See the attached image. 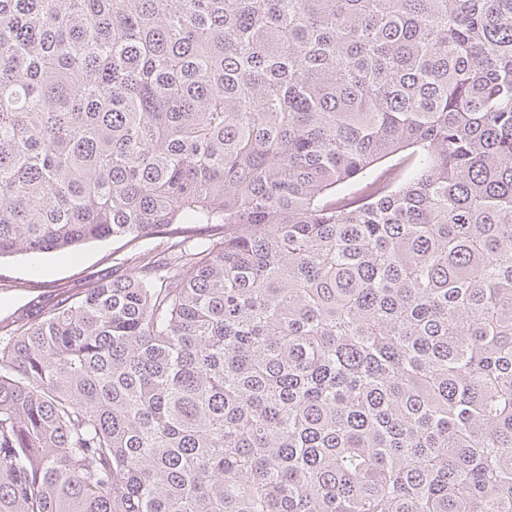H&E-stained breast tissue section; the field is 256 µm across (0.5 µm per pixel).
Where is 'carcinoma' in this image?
<instances>
[{
  "label": "carcinoma",
  "mask_w": 512,
  "mask_h": 512,
  "mask_svg": "<svg viewBox=\"0 0 512 512\" xmlns=\"http://www.w3.org/2000/svg\"><path fill=\"white\" fill-rule=\"evenodd\" d=\"M109 238L0 512H512V0H0V259Z\"/></svg>",
  "instance_id": "obj_1"
}]
</instances>
